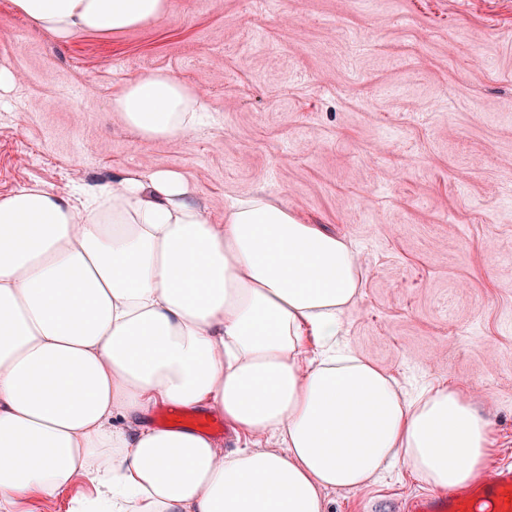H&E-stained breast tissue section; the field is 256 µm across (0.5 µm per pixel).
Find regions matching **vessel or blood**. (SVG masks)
<instances>
[{
	"instance_id": "b4317fda",
	"label": "vessel or blood",
	"mask_w": 512,
	"mask_h": 512,
	"mask_svg": "<svg viewBox=\"0 0 512 512\" xmlns=\"http://www.w3.org/2000/svg\"><path fill=\"white\" fill-rule=\"evenodd\" d=\"M172 427L193 426L209 434L221 433L222 422L202 415L172 414L166 417ZM512 512V466L494 467L491 478L466 490H448L438 494H420L407 504V512Z\"/></svg>"
}]
</instances>
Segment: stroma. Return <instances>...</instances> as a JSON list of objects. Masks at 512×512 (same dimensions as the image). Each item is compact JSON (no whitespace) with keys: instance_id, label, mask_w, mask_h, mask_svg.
<instances>
[{"instance_id":"35a3bbf8","label":"stroma","mask_w":512,"mask_h":512,"mask_svg":"<svg viewBox=\"0 0 512 512\" xmlns=\"http://www.w3.org/2000/svg\"><path fill=\"white\" fill-rule=\"evenodd\" d=\"M0 196L171 169L210 223L263 192L344 236L367 273L345 345L409 393L465 390L512 463V0H167L164 18L65 41L0 0ZM165 70L196 131L146 141L111 102ZM404 468L327 512H402ZM86 478L17 512H74Z\"/></svg>"}]
</instances>
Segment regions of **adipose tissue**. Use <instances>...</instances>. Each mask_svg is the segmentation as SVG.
Instances as JSON below:
<instances>
[{"instance_id": "adipose-tissue-1", "label": "adipose tissue", "mask_w": 512, "mask_h": 512, "mask_svg": "<svg viewBox=\"0 0 512 512\" xmlns=\"http://www.w3.org/2000/svg\"><path fill=\"white\" fill-rule=\"evenodd\" d=\"M58 39L161 19L166 0H12ZM147 141L191 134L176 76L112 100ZM173 170L132 172L83 206L37 185L0 197V512L88 476L86 512H326L393 466L445 489L479 481L490 424L460 389L410 398L343 345L364 270L345 238L256 194L212 224ZM212 409L280 452L218 455L157 406ZM138 420L135 433L115 418Z\"/></svg>"}]
</instances>
